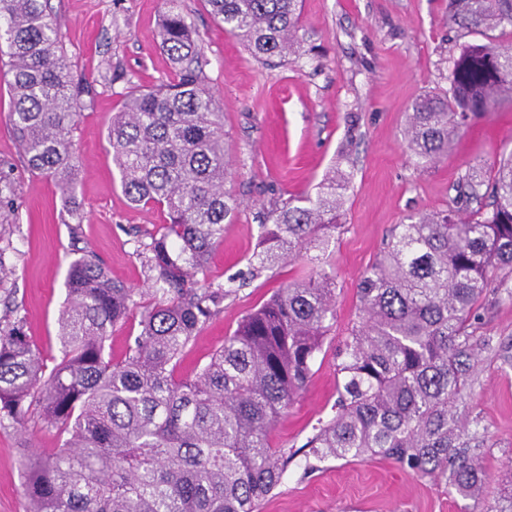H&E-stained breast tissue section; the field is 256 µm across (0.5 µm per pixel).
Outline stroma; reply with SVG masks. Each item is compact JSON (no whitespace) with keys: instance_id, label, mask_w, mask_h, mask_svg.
<instances>
[{"instance_id":"stroma-1","label":"stroma","mask_w":512,"mask_h":512,"mask_svg":"<svg viewBox=\"0 0 512 512\" xmlns=\"http://www.w3.org/2000/svg\"><path fill=\"white\" fill-rule=\"evenodd\" d=\"M73 72L93 87L75 136L83 168L77 194L84 219L72 230L54 183L24 167L8 124V66L0 61V174L11 206L0 209V248L14 274L9 305L46 359L60 358L58 318L71 260L92 251L112 279L144 288L137 242L165 224L153 206H132L120 187L105 131L126 94L175 79L158 48L164 0H50ZM207 59L204 83L224 114L230 152L225 190L239 206L215 246L206 275L213 284L243 269L259 249L268 210L316 196L326 177L345 181L341 223L330 242L338 292L336 321L306 390L271 433L279 448L298 451L319 421L330 419L336 394L334 349L348 333L356 288L391 229L408 215L454 205V186L470 168L492 180L501 151L512 149V102L471 123L447 157L417 164L405 129L416 98L447 89L449 67L478 34L449 26L448 0H303L298 62L265 65L210 14L204 0H179ZM306 269L298 259L264 271L225 298L185 350L178 376L205 364L241 318ZM6 305V306H9ZM6 306L0 304V315ZM478 335L512 343V302L480 301ZM487 429L484 489L472 498L442 492L398 463L379 457L325 460L304 472L297 456L258 512H488L512 491V368L486 355L466 393ZM48 454L53 430L31 419L26 431L0 426V512H27L24 445Z\"/></svg>"}]
</instances>
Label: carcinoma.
<instances>
[{
    "instance_id": "1",
    "label": "carcinoma",
    "mask_w": 512,
    "mask_h": 512,
    "mask_svg": "<svg viewBox=\"0 0 512 512\" xmlns=\"http://www.w3.org/2000/svg\"><path fill=\"white\" fill-rule=\"evenodd\" d=\"M169 2L159 46L178 77L130 91L106 134L125 195L168 217L137 249L148 288L112 280L90 251L72 260L51 368L18 310L0 319V424L23 430L36 413L61 439L51 456L23 453L28 512H255L294 458L271 445V432L306 388L336 320L329 232L342 200L333 176L315 198L269 211L261 250L239 276L302 252L309 270L246 313L193 378L176 377L185 348L235 293L236 279L215 288L203 275L238 204L224 191V113L202 83L207 60ZM205 2L255 60L303 55L300 0ZM448 22L486 42L453 60L448 91L415 100L407 146L425 164L448 155L472 120L512 101V43L489 35L512 27V0H448ZM0 53L24 165L54 181L80 224L74 133L90 85L73 73L48 0H0ZM455 190L462 202H490L467 217L407 216L360 278L356 319L335 352L336 412L307 437L304 469L312 458L378 456L450 495L485 484L484 435L464 396L482 354L512 367V344L473 331L488 293L512 300V150L500 153L492 183L472 171ZM130 317L139 334L116 359L106 342Z\"/></svg>"
}]
</instances>
